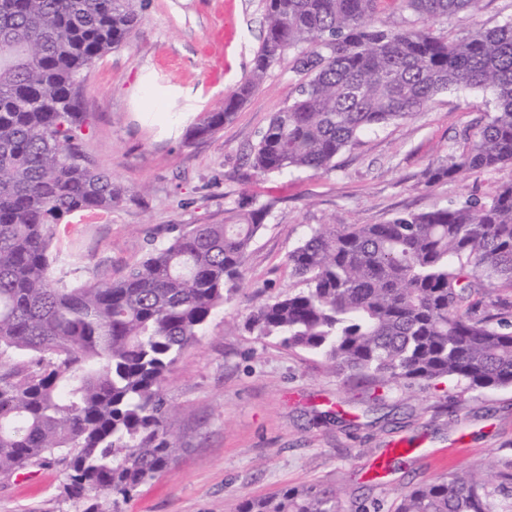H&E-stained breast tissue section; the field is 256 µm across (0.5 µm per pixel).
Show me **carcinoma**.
I'll return each instance as SVG.
<instances>
[{"instance_id": "carcinoma-1", "label": "carcinoma", "mask_w": 512, "mask_h": 512, "mask_svg": "<svg viewBox=\"0 0 512 512\" xmlns=\"http://www.w3.org/2000/svg\"><path fill=\"white\" fill-rule=\"evenodd\" d=\"M380 2L266 0L251 74L187 140L221 131L288 53L296 96L260 135L258 174L326 170L362 131L460 87L492 90L495 111L427 183L512 168V20L450 41L432 23L482 0H399L422 22L399 29L377 21ZM139 23L135 0H0V475L60 466L75 503L125 502L175 459L163 383L231 300L263 227L262 206L242 224L180 227L115 281H80L53 254L54 225L124 196L87 148L82 100L91 70ZM287 263L305 288L256 305L250 332L375 389L512 386V300H474L512 289V179L385 224L321 225ZM237 512L342 506L334 490L285 489ZM394 512H512V458L494 487L452 475L401 491Z\"/></svg>"}]
</instances>
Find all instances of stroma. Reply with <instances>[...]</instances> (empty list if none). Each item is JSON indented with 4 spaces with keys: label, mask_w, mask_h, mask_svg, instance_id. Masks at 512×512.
I'll return each mask as SVG.
<instances>
[{
    "label": "stroma",
    "mask_w": 512,
    "mask_h": 512,
    "mask_svg": "<svg viewBox=\"0 0 512 512\" xmlns=\"http://www.w3.org/2000/svg\"><path fill=\"white\" fill-rule=\"evenodd\" d=\"M142 22L93 69L83 95L89 151L125 191L107 212H79L55 228L53 250L81 278H121L166 240L172 225L236 224L265 207L234 298L185 349L163 391L177 412L180 451L120 508L99 512H236L286 488L335 489L345 512L391 504L409 486L450 474L490 477L512 455V387L372 389L320 356L250 333L258 301L297 291L291 250L323 224H383L491 195L512 172L427 184L429 168L461 152L465 135L495 110L492 91H447L417 115L361 134L327 171L262 178L248 155L272 116L292 102L291 56L265 75L215 136L186 143L201 113L218 109L246 78L265 31L264 0H137ZM512 20V0H482L474 13L436 21L463 40ZM404 462L376 473L386 449ZM59 466L0 476V512H83L63 494Z\"/></svg>",
    "instance_id": "obj_1"
}]
</instances>
